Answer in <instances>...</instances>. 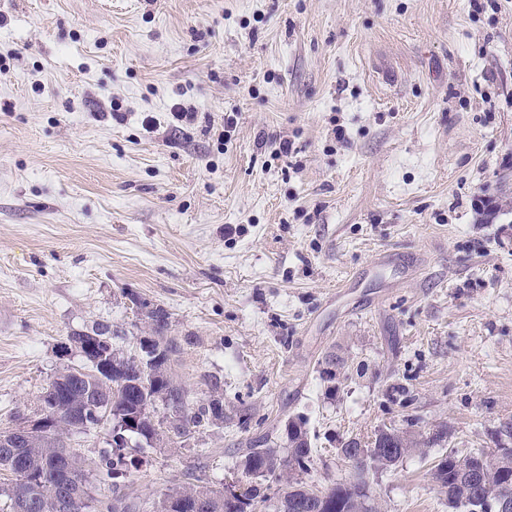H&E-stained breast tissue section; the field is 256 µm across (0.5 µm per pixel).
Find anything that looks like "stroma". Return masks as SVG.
Instances as JSON below:
<instances>
[{
    "instance_id": "1",
    "label": "stroma",
    "mask_w": 512,
    "mask_h": 512,
    "mask_svg": "<svg viewBox=\"0 0 512 512\" xmlns=\"http://www.w3.org/2000/svg\"><path fill=\"white\" fill-rule=\"evenodd\" d=\"M134 294L224 397L144 447L143 508L302 415L322 490L341 441L446 427L366 483L453 512L439 456L512 448V0H0V431L71 334L135 352Z\"/></svg>"
}]
</instances>
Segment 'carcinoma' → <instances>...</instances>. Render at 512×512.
Masks as SVG:
<instances>
[{"label":"carcinoma","mask_w":512,"mask_h":512,"mask_svg":"<svg viewBox=\"0 0 512 512\" xmlns=\"http://www.w3.org/2000/svg\"><path fill=\"white\" fill-rule=\"evenodd\" d=\"M147 335L152 345L162 350V361L150 371L141 369V357L137 354L112 353V372L101 364L89 361L91 369L83 377L67 375L68 381L61 387L57 399L59 408L85 421L71 429L60 432L56 444L63 448L73 433H85L99 428L103 415L85 411L79 396L85 379L98 375L110 381L104 385L107 400L112 402V420L117 424L115 432L144 440L151 445L168 438L166 421L155 419L156 403H162L167 411L179 412L183 429L175 436L171 445L187 441L194 429L204 424L224 421V405L221 401L201 398L189 399L187 390L174 380L172 357L180 350L176 338L167 336L169 313L157 305L145 312ZM288 452L282 456L275 448H247L237 462L241 474L239 482L245 491L239 496L228 497L222 490L208 486L199 477L184 483L179 488L162 494L154 512H197L199 501L207 503L205 512H258L259 503L267 502L260 496L256 481L273 477L284 485L279 494L274 512H377V507L367 504L368 495L365 472L370 468H387L403 457L421 448L443 441L447 430L439 429L429 438L421 439L407 431L380 429L367 449L365 460L355 457L358 439L351 438L342 443V456L352 469L350 477L334 484L325 491L317 490L294 477L296 471L306 470L312 458L313 448L306 429V420L301 416L288 419L285 425ZM19 471L24 483L5 494L4 507L14 512L12 502L18 494H28L39 502V507L28 512H54L51 506L52 481L55 470V455L51 448L34 441H20ZM146 460L133 452L132 446L122 442L109 446L99 455L93 470H88L86 460L79 454L72 455L69 467L80 480L86 482L93 477L108 486L110 495L95 499L93 512H137L138 503L127 492V479L139 470ZM433 478L445 489L449 503L474 502L482 512H493L492 504L500 496H512V448L500 447L497 453L485 451L459 456L454 452L442 455L434 466Z\"/></svg>","instance_id":"obj_1"}]
</instances>
